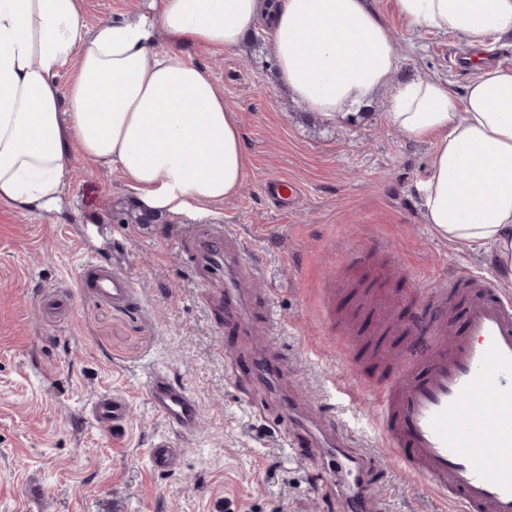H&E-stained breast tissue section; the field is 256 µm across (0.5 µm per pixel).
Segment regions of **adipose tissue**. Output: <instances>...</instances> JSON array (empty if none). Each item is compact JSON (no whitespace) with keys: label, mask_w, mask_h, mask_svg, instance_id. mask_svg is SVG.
Instances as JSON below:
<instances>
[{"label":"adipose tissue","mask_w":512,"mask_h":512,"mask_svg":"<svg viewBox=\"0 0 512 512\" xmlns=\"http://www.w3.org/2000/svg\"><path fill=\"white\" fill-rule=\"evenodd\" d=\"M396 8L410 26L453 32L486 55L512 37V0ZM262 23L280 82L310 111L342 119L392 88L390 123L432 145L415 185L425 223L485 250L511 284L512 68L475 65L460 96L435 78L394 82L395 44L368 0H162L153 18L93 26L82 0H0V205L54 203L72 141L92 165L118 170L147 213L235 197L246 178L237 115L182 48L233 49Z\"/></svg>","instance_id":"adipose-tissue-1"}]
</instances>
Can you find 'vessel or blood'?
Returning a JSON list of instances; mask_svg holds the SVG:
<instances>
[{
    "label": "vessel or blood",
    "mask_w": 512,
    "mask_h": 512,
    "mask_svg": "<svg viewBox=\"0 0 512 512\" xmlns=\"http://www.w3.org/2000/svg\"><path fill=\"white\" fill-rule=\"evenodd\" d=\"M264 191L288 207L299 195L297 183L288 179L268 180ZM192 239L194 267L206 287L218 289L216 304L228 320L240 323L237 287L224 274L225 249L242 246L234 225L206 224ZM78 283L115 303L129 295L128 279L103 263H86ZM423 298L442 315L462 312L463 326L430 347L423 360L388 378L380 400L386 445L413 475L431 481L450 512H512V298L476 275L449 277ZM147 397L177 433L196 430L199 404L182 385L155 375ZM91 414L104 423L126 422L129 401L119 393L100 395ZM179 454L168 439H159L150 464L170 471Z\"/></svg>",
    "instance_id": "b4317fda"
}]
</instances>
